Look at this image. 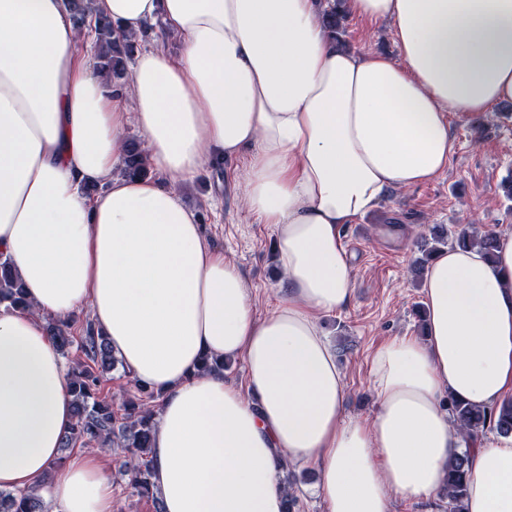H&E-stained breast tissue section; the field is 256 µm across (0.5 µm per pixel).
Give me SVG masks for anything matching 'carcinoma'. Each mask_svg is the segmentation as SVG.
Instances as JSON below:
<instances>
[{
    "label": "carcinoma",
    "mask_w": 512,
    "mask_h": 512,
    "mask_svg": "<svg viewBox=\"0 0 512 512\" xmlns=\"http://www.w3.org/2000/svg\"><path fill=\"white\" fill-rule=\"evenodd\" d=\"M326 28L338 36L344 32L345 13L342 0H332L322 14ZM98 40L97 70L107 78L120 77L124 61L133 57L137 40L114 33L112 22L93 21ZM146 172L144 154L139 142H128L123 173L140 175ZM497 236L491 233L467 234L458 230L448 233L442 227L432 230L424 239L423 265L447 245L477 246L489 256L494 255ZM0 306L6 311L26 308L23 283L10 261L0 257ZM46 329L63 357L74 355L75 365L69 367L66 378L73 405L74 420L62 437V445L72 448H122L129 455L123 471L126 489L146 497H156L151 480L150 448L156 423L155 403L160 395L136 384L135 392L126 397L120 410L114 409L112 398L105 392L111 373L119 361L112 354L107 336L90 320L79 325L50 318ZM448 411L462 431L465 443L474 444L489 433L512 434V400L489 410L473 407L454 399L448 400ZM469 453L456 456L448 470V512H465ZM0 512H47V506L37 491L13 492L0 490Z\"/></svg>",
    "instance_id": "1"
}]
</instances>
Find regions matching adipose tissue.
<instances>
[{"mask_svg": "<svg viewBox=\"0 0 512 512\" xmlns=\"http://www.w3.org/2000/svg\"><path fill=\"white\" fill-rule=\"evenodd\" d=\"M85 2L136 40L163 22L181 51L137 52L115 86L78 57L67 0H0V256L28 303L0 310V489H36L58 457L73 412L42 319L87 307L163 396L151 457L165 512H283L289 464L316 466L324 512L436 504L464 450L444 398L490 408L512 393V231L495 258L455 246L432 260L424 335L371 356L368 423L344 414L318 318L352 299L343 226L447 168L449 112L512 103V0H346L390 22L396 61L339 45L323 0ZM132 125L145 177L121 171ZM245 153L246 203L274 226L281 273L262 318L173 187ZM207 355L241 358L245 387L199 372ZM468 452V512H512V435ZM46 497L50 512H112L94 453Z\"/></svg>", "mask_w": 512, "mask_h": 512, "instance_id": "adipose-tissue-1", "label": "adipose tissue"}]
</instances>
